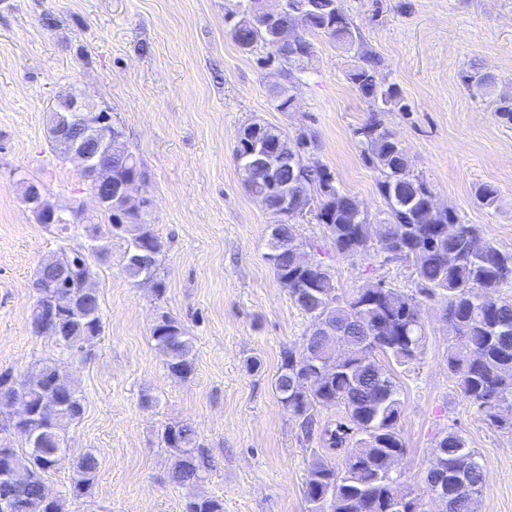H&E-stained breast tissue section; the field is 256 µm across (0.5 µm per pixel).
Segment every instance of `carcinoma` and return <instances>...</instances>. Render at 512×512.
Returning <instances> with one entry per match:
<instances>
[{
    "label": "carcinoma",
    "instance_id": "carcinoma-1",
    "mask_svg": "<svg viewBox=\"0 0 512 512\" xmlns=\"http://www.w3.org/2000/svg\"><path fill=\"white\" fill-rule=\"evenodd\" d=\"M304 4L298 15L286 10L268 17L262 11V0H235L225 9L224 22L230 24V33L241 48L261 43L278 55L288 65L291 81L314 53L312 37L354 41L351 23L338 0H304ZM289 25L298 28L299 41L272 48L268 32ZM377 66L373 58L362 57L350 80L371 106L398 104V87L385 82ZM257 127L259 123L251 122L238 129L235 159L257 142ZM357 133L361 134L365 162L381 173L378 187L388 213L383 249L389 257L412 264L417 288L407 293L375 283L343 298L336 294L332 275L322 264L297 265V220L309 217L326 225L336 251L347 257L369 250V224L359 203L336 186L327 168L303 164L305 137L292 140L281 131L270 130L279 149L295 157L299 175L294 177L286 169L261 168L242 171L243 181L250 195L266 201L267 209L278 217L271 227L266 259L292 302L310 316L304 353L324 366L322 375L314 378L304 358L290 349L284 351L275 391L283 407L299 419L306 436L318 433L322 442L343 454L338 469L318 460L310 464L305 486L309 512H417V503L409 497L411 491L392 474V464L404 454L405 445L399 387L387 363L410 365L420 359L425 340L422 300L441 297L448 322L454 326L448 369L456 375L460 394L484 420L512 428V300L491 298L498 289L512 284V251L481 241L477 226L462 223L451 209H429L430 191L413 174L400 142L379 120H370ZM136 175L144 176V170L133 152L112 157L110 182H125ZM99 214L108 220L105 230L90 217L83 225L66 218L45 228L70 240L84 234L87 224L106 249L112 237L129 234L124 273L134 281L151 274L154 291L162 297L165 286L158 279V270L164 244L153 225L141 212H126L121 201L111 202ZM140 248L147 250L144 261L130 260ZM93 274L92 249L63 245L58 254L41 264L32 282L40 301L30 313L31 329L51 338L58 357L40 363L21 379L0 373V469L13 471L12 484L0 487V500L10 502L8 506L0 503V512H71L68 499L46 493L45 475L66 458L70 451L66 428L82 411L65 360L88 355L103 329L99 297L85 288ZM59 282L69 284L65 293L70 305L61 315L62 329L50 314ZM152 339L173 376L185 378L192 372L193 342L181 322L160 313ZM336 405L344 409L343 420L321 424L317 411ZM21 427L28 437L20 455L14 437ZM162 440L173 450L171 481L187 490L183 512H224L221 500L196 492L211 467V457L196 444L194 428L169 425ZM433 448L427 481L433 482L445 471L459 475V480L448 482L447 500L440 512H477L483 470L466 449L464 438L449 431L435 440ZM71 468L73 498L91 497L98 468L96 455L88 451L71 459Z\"/></svg>",
    "mask_w": 512,
    "mask_h": 512
}]
</instances>
